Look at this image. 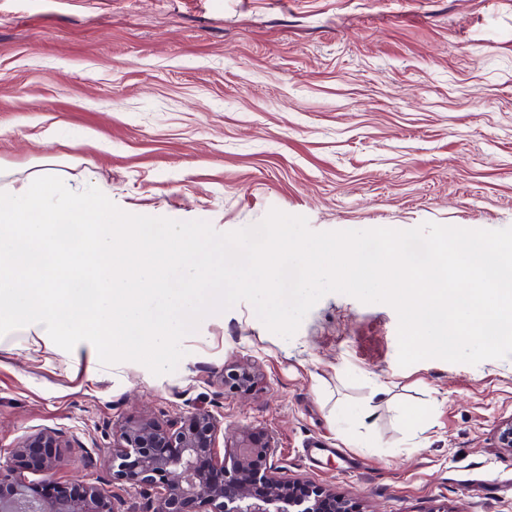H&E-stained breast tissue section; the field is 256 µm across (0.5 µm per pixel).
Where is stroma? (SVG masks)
<instances>
[{"mask_svg":"<svg viewBox=\"0 0 512 512\" xmlns=\"http://www.w3.org/2000/svg\"><path fill=\"white\" fill-rule=\"evenodd\" d=\"M55 164L128 213L230 232L512 227V0H0V167ZM383 303L323 296L291 339L240 302L175 372L0 336V448L61 433L66 491L112 478L113 428L205 409L271 437L281 476L354 512H512V356L398 363ZM251 364L246 395L225 367Z\"/></svg>","mask_w":512,"mask_h":512,"instance_id":"1","label":"stroma"}]
</instances>
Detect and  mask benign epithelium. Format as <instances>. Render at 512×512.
<instances>
[{"label":"benign epithelium","mask_w":512,"mask_h":512,"mask_svg":"<svg viewBox=\"0 0 512 512\" xmlns=\"http://www.w3.org/2000/svg\"><path fill=\"white\" fill-rule=\"evenodd\" d=\"M246 364L224 369V383L241 394L255 383ZM219 422L208 411L160 422L152 417L113 428L112 479L144 490L141 512H326L321 496L279 475L270 463V440L246 428L235 432L223 456L216 450ZM52 431L23 437L0 461V512H121L106 484H90L78 495L37 492L22 468L40 448H66Z\"/></svg>","instance_id":"7a95c632"}]
</instances>
